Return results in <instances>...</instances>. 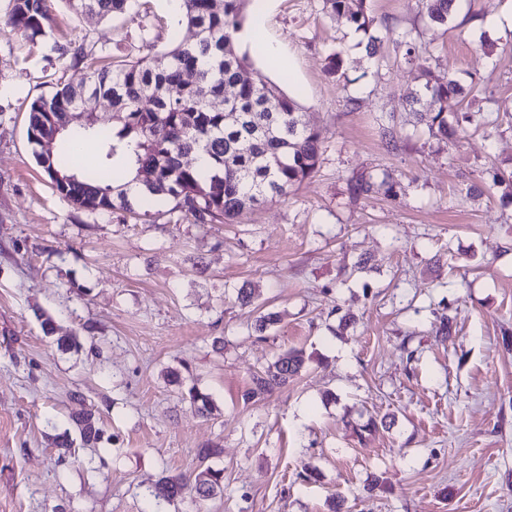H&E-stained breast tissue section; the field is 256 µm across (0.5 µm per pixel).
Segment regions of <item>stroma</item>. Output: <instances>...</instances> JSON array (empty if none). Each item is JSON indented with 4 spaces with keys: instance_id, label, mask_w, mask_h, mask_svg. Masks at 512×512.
<instances>
[{
    "instance_id": "1",
    "label": "stroma",
    "mask_w": 512,
    "mask_h": 512,
    "mask_svg": "<svg viewBox=\"0 0 512 512\" xmlns=\"http://www.w3.org/2000/svg\"><path fill=\"white\" fill-rule=\"evenodd\" d=\"M8 3L0 512H144L148 488L195 473L208 443L221 448L210 464L224 472V493L207 512H330L337 497L342 512H512V203L468 192L482 171L512 170V30L495 35L493 53L481 46L512 0H460L441 29L419 0H366L372 56L368 37L323 0H248L260 37L241 48L298 101L321 157L287 195L204 225L177 210L145 220L75 209L36 166L27 133L33 100L86 77L54 40L133 61L191 38L181 16L163 0L109 18L52 0L53 36L35 46L5 26ZM334 51L347 60L336 79L324 72ZM425 71L472 76L497 101L499 136L472 129L453 146L415 134L409 94ZM368 171L390 173L394 193L352 195L351 178ZM244 284L248 307L235 297ZM270 311L279 322L255 333ZM70 335L80 349L61 350L57 337ZM291 348L310 355L307 370L243 403L253 374ZM186 384L212 395L213 416L182 401ZM75 392L98 409L107 439L62 459L54 439L74 429ZM371 416L385 426L357 435ZM375 476L384 490L368 491Z\"/></svg>"
}]
</instances>
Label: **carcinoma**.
<instances>
[{
    "mask_svg": "<svg viewBox=\"0 0 512 512\" xmlns=\"http://www.w3.org/2000/svg\"><path fill=\"white\" fill-rule=\"evenodd\" d=\"M132 0H66L76 13L102 18L128 10ZM246 0H183V21L194 30V39L183 41L160 55L112 65L110 57L97 56L69 40L59 50L69 52L87 76L79 85L58 83L49 97L34 100L28 112V138L37 145L36 164L52 179L57 191L76 208L112 212L132 210L127 188L113 185L110 174L116 158L123 172L133 175L141 187L142 202L173 199L197 224L230 221L252 207L288 193V189L317 169L321 145L318 132L303 121L300 106L277 84L258 76L244 78L251 67L248 53L241 51ZM456 0H422L434 28L448 25ZM325 8L344 17L365 34L375 19L364 9V0H324ZM6 25L34 40L52 34L53 18L47 0H9ZM171 86L178 95L168 94ZM236 88L234 98L224 102V90ZM465 96L455 76L442 82L425 80L411 93L416 119L425 123L428 135L439 140L453 138L457 129L448 122L445 103ZM90 98L112 104V128L76 129L68 125L72 110ZM492 110L467 111L463 121L482 130L492 140L499 132ZM95 141L101 162L93 169H79L74 154L77 142ZM189 152L208 156L213 173L182 163ZM488 188L512 200V170L489 173ZM355 194L392 188V178L376 181L372 174L350 181ZM303 351L280 354L263 373L253 376L244 401L271 394L300 374ZM182 399L200 416L213 413L210 394L191 385ZM71 400L81 409L70 415L83 445L101 442L103 429L95 414L83 408L82 396ZM222 453L217 445L197 449L201 461L190 475H162L148 490L155 504L170 503L187 495L195 505L224 493V471L206 465Z\"/></svg>",
    "mask_w": 512,
    "mask_h": 512,
    "instance_id": "carcinoma-1",
    "label": "carcinoma"
}]
</instances>
